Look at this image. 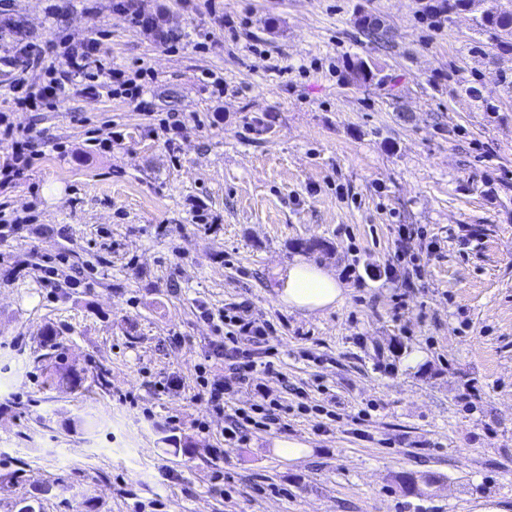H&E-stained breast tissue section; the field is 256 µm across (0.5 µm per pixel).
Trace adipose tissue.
<instances>
[{
  "label": "adipose tissue",
  "instance_id": "adipose-tissue-1",
  "mask_svg": "<svg viewBox=\"0 0 512 512\" xmlns=\"http://www.w3.org/2000/svg\"><path fill=\"white\" fill-rule=\"evenodd\" d=\"M345 292L334 272L298 256L280 275L278 298L290 309L313 315L342 303Z\"/></svg>",
  "mask_w": 512,
  "mask_h": 512
}]
</instances>
